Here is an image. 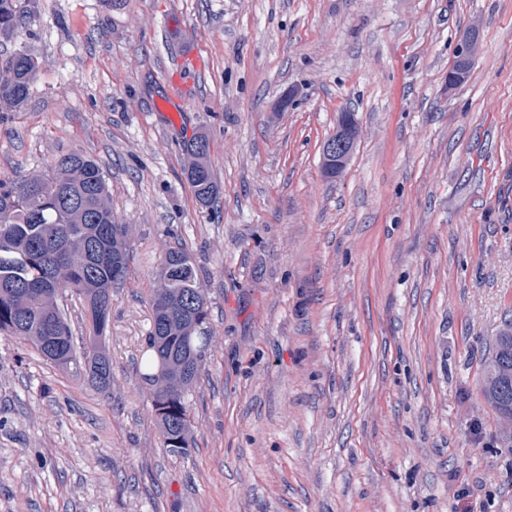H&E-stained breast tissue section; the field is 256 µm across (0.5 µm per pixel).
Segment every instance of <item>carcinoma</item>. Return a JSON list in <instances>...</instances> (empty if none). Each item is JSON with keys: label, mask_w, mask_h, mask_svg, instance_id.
Returning <instances> with one entry per match:
<instances>
[{"label": "carcinoma", "mask_w": 512, "mask_h": 512, "mask_svg": "<svg viewBox=\"0 0 512 512\" xmlns=\"http://www.w3.org/2000/svg\"><path fill=\"white\" fill-rule=\"evenodd\" d=\"M30 0H0V30L19 32L31 14ZM39 69L36 56L16 48L0 61V112L22 108ZM190 158L185 177L196 199L210 205L220 193L208 161L209 143L198 134L184 144ZM131 260L129 225L112 211L104 172L91 156L71 151L44 173L0 177V335L17 336L44 358L83 379L95 392L112 389V359L105 332L112 292L123 285ZM166 282L150 296L151 330L145 338L144 372L169 452L184 455L195 445L189 397L212 344L208 300L200 293L193 257L171 248L164 257ZM74 295L88 314L92 334L77 341L59 299ZM512 361V319L491 338L479 391L495 414L512 413V389L500 388L501 357ZM177 383L155 388L161 364Z\"/></svg>", "instance_id": "carcinoma-1"}]
</instances>
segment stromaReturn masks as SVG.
<instances>
[{
    "label": "stroma",
    "instance_id": "35a3bbf8",
    "mask_svg": "<svg viewBox=\"0 0 512 512\" xmlns=\"http://www.w3.org/2000/svg\"><path fill=\"white\" fill-rule=\"evenodd\" d=\"M39 71L0 113V175L94 157L132 260L110 395L0 335V512H512L478 377L512 318V0H32ZM474 35L465 79L456 46ZM188 89L165 74L185 48ZM361 134L339 177L322 147ZM209 140L202 206L183 142ZM213 347L196 445L140 379L168 248Z\"/></svg>",
    "mask_w": 512,
    "mask_h": 512
}]
</instances>
